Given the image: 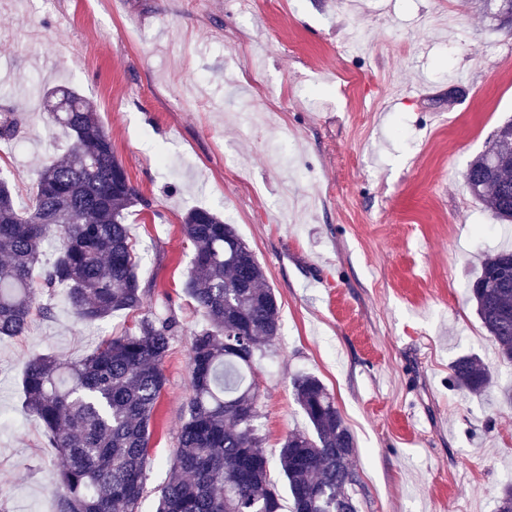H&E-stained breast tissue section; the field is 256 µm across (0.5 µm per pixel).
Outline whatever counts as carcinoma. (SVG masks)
Here are the masks:
<instances>
[{"mask_svg":"<svg viewBox=\"0 0 512 512\" xmlns=\"http://www.w3.org/2000/svg\"><path fill=\"white\" fill-rule=\"evenodd\" d=\"M51 124L72 138L65 159L45 161L32 206L16 202L0 180V340L22 335L33 312L51 308L43 293L62 291L74 317L102 322L141 309L140 258L126 224L141 198L112 150L93 105L67 87H34ZM14 108L0 105V141L14 139ZM512 119L463 172L471 195L501 224H512ZM182 231L194 247L184 288L205 326L192 336L190 390L169 479L157 512H283V496L268 475L255 357L281 332L280 306L263 267L233 225L195 208ZM512 250L488 254L467 285L468 301L498 357L512 365ZM177 322L144 314L136 331L103 341L76 361L38 354L22 388L27 409L62 461L56 512H139L147 475L150 424L167 384L164 361ZM494 371L475 354L457 357L450 381L460 391H486ZM310 423L283 440L279 468L289 512H359L352 467L356 441L333 395L315 375L291 380Z\"/></svg>","mask_w":512,"mask_h":512,"instance_id":"obj_1","label":"carcinoma"}]
</instances>
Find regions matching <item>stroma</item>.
I'll return each mask as SVG.
<instances>
[{
    "mask_svg": "<svg viewBox=\"0 0 512 512\" xmlns=\"http://www.w3.org/2000/svg\"><path fill=\"white\" fill-rule=\"evenodd\" d=\"M470 0H0V95L20 123L0 178L33 202L38 163L68 133L45 125L32 86L94 105L143 202L127 222L143 311L175 317L140 512H155L204 320L183 284L181 233L202 207L234 224L262 265L282 330L256 363L270 477L286 435L309 423L291 380L319 377L358 452L360 512H496L512 481V365L466 299L481 258L512 244L462 174L512 118V26ZM0 340V507L53 512L60 461L24 404L40 353L77 360L133 330L95 325L63 295ZM474 353L495 378L453 388Z\"/></svg>",
    "mask_w": 512,
    "mask_h": 512,
    "instance_id": "1",
    "label": "stroma"
}]
</instances>
